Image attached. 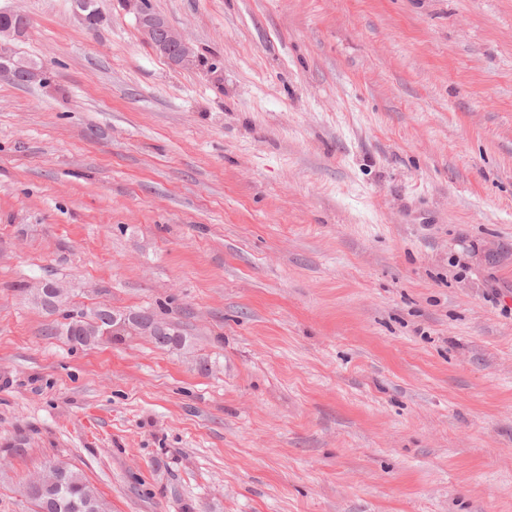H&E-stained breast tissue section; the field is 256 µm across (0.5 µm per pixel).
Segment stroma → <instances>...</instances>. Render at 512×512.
Listing matches in <instances>:
<instances>
[{"instance_id": "1", "label": "stroma", "mask_w": 512, "mask_h": 512, "mask_svg": "<svg viewBox=\"0 0 512 512\" xmlns=\"http://www.w3.org/2000/svg\"><path fill=\"white\" fill-rule=\"evenodd\" d=\"M95 3L0 0V512H512V0ZM129 10L137 12L146 40L175 68L193 63L196 49L193 43L166 18L149 13L143 0H126ZM19 16H21L24 20H26V23L22 26H19L18 28L12 30V31H9V30H5V31H1L0 32V38H1V43H0V50H1V56L3 59H7L8 57H11L13 60L17 61V62H20L18 60L15 59V56L12 54L9 56L8 54V46L2 42V37L4 38H10V37H21L23 36L28 28H29V23L27 21V17L24 15V14H21V13H15ZM15 14H11V13H0V29L2 28H14L20 24L23 23L22 19L19 18L17 15ZM101 314V320L103 321V328L109 330L110 336L121 335V333H132L137 332L138 326L132 319H121L122 315L113 316L112 310L108 307H99L96 309ZM92 312L90 314L83 313L81 315H74L75 323L72 324V329H80L83 335H90L91 332L96 329L100 324L99 314ZM140 334L145 336H161L160 339L154 340V342L160 347H183L185 345V337L181 332L174 328L168 329L169 336L166 335L167 323L154 316L140 315ZM68 469L65 464L52 463L27 481L26 491L33 494L61 479L56 488L40 496H28L38 508L37 512H108L107 504L84 477L72 469L66 473Z\"/></svg>"}]
</instances>
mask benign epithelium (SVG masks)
<instances>
[{
  "label": "benign epithelium",
  "instance_id": "1",
  "mask_svg": "<svg viewBox=\"0 0 512 512\" xmlns=\"http://www.w3.org/2000/svg\"><path fill=\"white\" fill-rule=\"evenodd\" d=\"M128 9L137 12L141 29L146 40L162 54L175 68H183L193 63L196 49L193 43L177 30L166 18L148 12L144 0H126ZM0 76H8L17 82H26L34 76V70L28 66H11L6 62L0 63ZM140 333L145 336L166 335L167 323L154 316L142 315L139 318ZM100 324L99 314L92 312L75 316L72 328L84 335H89ZM68 470L62 463L48 465L39 475L29 479L26 491L30 494L43 491L48 486L58 482Z\"/></svg>",
  "mask_w": 512,
  "mask_h": 512
}]
</instances>
